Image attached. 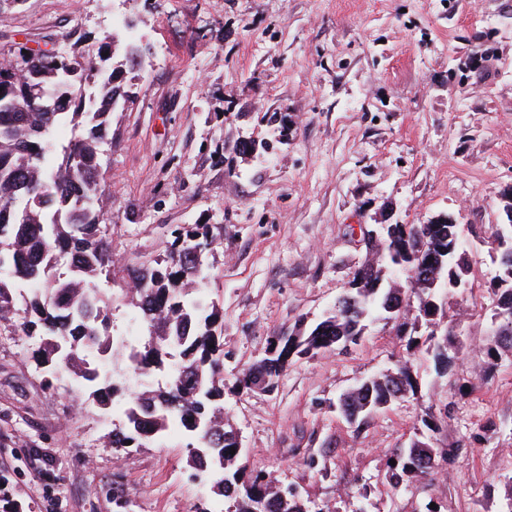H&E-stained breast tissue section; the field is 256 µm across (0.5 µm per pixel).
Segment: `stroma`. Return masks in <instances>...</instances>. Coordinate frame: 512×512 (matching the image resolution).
Returning <instances> with one entry per match:
<instances>
[{"mask_svg":"<svg viewBox=\"0 0 512 512\" xmlns=\"http://www.w3.org/2000/svg\"><path fill=\"white\" fill-rule=\"evenodd\" d=\"M110 9L151 55L127 71L135 101L112 118L114 266L96 288H123L175 226L222 225L201 294L224 310V412L251 466L297 483L315 512H504L512 354L476 370L496 326L488 238L512 187V0H23L0 8V44L98 32ZM244 138L274 149L240 154ZM443 214L470 264L464 291H435L454 326L451 373L375 321L348 349L294 359L274 391L237 386L277 336L332 310L372 225ZM37 346L0 325V482L20 512H224L191 476L182 432L116 454L119 410L75 381L46 386ZM408 359L416 394L360 425L343 417V392ZM416 436L459 454L433 481L388 484L391 452Z\"/></svg>","mask_w":512,"mask_h":512,"instance_id":"35a3bbf8","label":"stroma"}]
</instances>
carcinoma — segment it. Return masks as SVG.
Instances as JSON below:
<instances>
[{
  "instance_id": "obj_1",
  "label": "carcinoma",
  "mask_w": 512,
  "mask_h": 512,
  "mask_svg": "<svg viewBox=\"0 0 512 512\" xmlns=\"http://www.w3.org/2000/svg\"><path fill=\"white\" fill-rule=\"evenodd\" d=\"M148 46L124 45L108 31L74 29L24 58L13 45H0V321L19 322L22 333L40 340L33 358L47 385L71 373L105 409L123 401L113 424L112 447L142 448L173 424L200 449L187 459L194 476L212 480L224 497L225 512H311L301 496L282 493L271 473L250 467L238 447V433L224 417V310L206 303L199 288L211 277L209 256L221 244L215 224H184L172 230L168 254L127 268L122 302L133 306L146 340L141 349L119 355L110 331L115 298L88 283L113 266L112 213L103 208L111 195L102 179L103 146L109 141L112 115L123 112L133 92L124 84L125 64L143 67ZM62 126L72 136L64 144L54 133ZM461 225L443 215L431 224H390L384 238L368 243L365 260L354 272L338 306L323 320L296 329L288 340L269 347L271 354L243 369L239 385L269 391L294 358L313 357L359 341L375 316L407 325L410 298L392 275L412 278L421 265L447 258L440 278L448 290L467 283L464 253L458 244ZM201 248L203 263L190 256ZM498 306L507 321L486 348L490 374L499 348L512 349V273L499 269ZM430 280L414 288L419 323L440 312ZM438 371L451 370L456 355L448 339H425ZM141 380L137 391L129 377ZM417 376L409 360L390 374L370 377L344 393L338 408L350 422L416 394ZM235 453H230V448ZM453 448H437L416 438L395 449L386 479L400 485L439 474L452 460ZM224 466V475L213 471Z\"/></svg>"
}]
</instances>
